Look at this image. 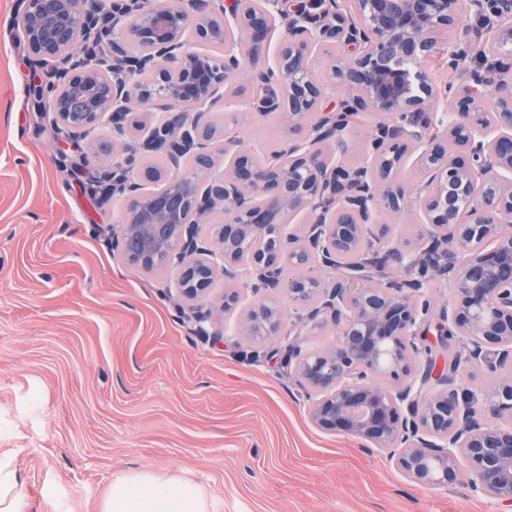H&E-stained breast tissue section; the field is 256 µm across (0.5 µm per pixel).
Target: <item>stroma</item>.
Returning <instances> with one entry per match:
<instances>
[{
    "label": "stroma",
    "mask_w": 512,
    "mask_h": 512,
    "mask_svg": "<svg viewBox=\"0 0 512 512\" xmlns=\"http://www.w3.org/2000/svg\"><path fill=\"white\" fill-rule=\"evenodd\" d=\"M0 0V457L27 512H102L114 478L176 475L210 512H512L468 476L420 488L385 454L320 431L303 390L278 365L279 338L226 337L216 309L199 335L175 270L137 271L112 250L118 197L89 178L135 132L104 123L64 149L26 88L46 81ZM242 91L219 102L225 135L266 157L288 136L277 116L244 119ZM391 246L414 249L415 208L384 211Z\"/></svg>",
    "instance_id": "35a3bbf8"
}]
</instances>
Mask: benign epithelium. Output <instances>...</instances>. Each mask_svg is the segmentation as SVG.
Listing matches in <instances>:
<instances>
[{
  "label": "benign epithelium",
  "instance_id": "obj_1",
  "mask_svg": "<svg viewBox=\"0 0 512 512\" xmlns=\"http://www.w3.org/2000/svg\"><path fill=\"white\" fill-rule=\"evenodd\" d=\"M130 2L107 10L103 0H21L11 20L34 62L59 64L58 82L34 89L33 106L60 132L105 120L122 131L134 99L159 111L135 148L121 150L161 154L170 167L131 178L114 157L90 184L98 198L124 200L112 249L143 271L176 269L189 300L206 299L224 278L236 336L278 335L285 321L273 294L287 290L309 311L283 364L315 427L385 453L417 486L447 487L464 468L473 491L512 504V377L481 402L457 381L462 370L493 373L512 360V78L503 77L512 71V0H467L487 65L457 88L439 86L425 64L441 31L456 34L448 69L471 53L458 0H317V10L306 0ZM277 30L275 60L262 64L257 51ZM329 41L343 49L336 85L353 92L337 108L322 105L326 88L310 78L313 44ZM242 75L255 91L251 117L286 111L289 128L306 132L284 141L274 163L207 133V114ZM187 104L196 111H182ZM359 111L387 121L365 131L369 160L350 168L344 130ZM411 158L426 177L412 197L396 177ZM409 204L425 224L420 247L383 245L378 213ZM217 210L224 223L207 237L201 227ZM287 259L306 275L283 281ZM430 279L455 287L434 325ZM326 325L336 333L327 347L304 345ZM432 328L443 346L458 338L452 358L422 347Z\"/></svg>",
  "mask_w": 512,
  "mask_h": 512
}]
</instances>
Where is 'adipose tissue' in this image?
I'll use <instances>...</instances> for the list:
<instances>
[{
    "mask_svg": "<svg viewBox=\"0 0 512 512\" xmlns=\"http://www.w3.org/2000/svg\"><path fill=\"white\" fill-rule=\"evenodd\" d=\"M104 512H209L200 488L182 479L142 472L117 478Z\"/></svg>",
    "mask_w": 512,
    "mask_h": 512,
    "instance_id": "1",
    "label": "adipose tissue"
}]
</instances>
